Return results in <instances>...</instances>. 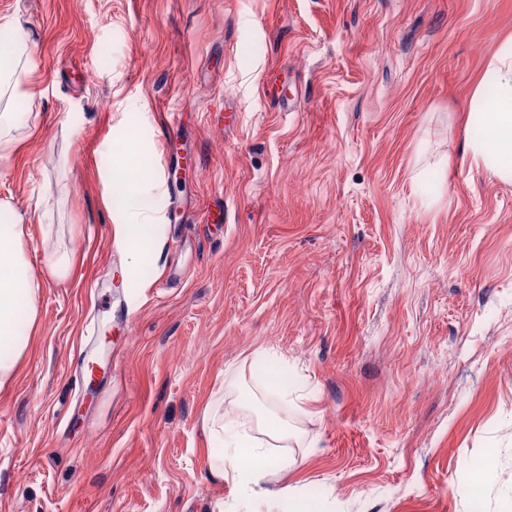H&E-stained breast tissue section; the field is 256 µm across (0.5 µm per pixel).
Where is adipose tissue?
Instances as JSON below:
<instances>
[{
	"label": "adipose tissue",
	"instance_id": "1",
	"mask_svg": "<svg viewBox=\"0 0 512 512\" xmlns=\"http://www.w3.org/2000/svg\"><path fill=\"white\" fill-rule=\"evenodd\" d=\"M32 39L18 18L0 22V87L21 95L17 68L27 56ZM494 87L493 104H486L484 91ZM467 121L480 124L485 135L471 141V159L503 181H512V38L504 41L489 61L482 80L472 95ZM147 176L143 171L128 172L124 165L108 167L106 181H128L123 211L124 223L115 225L114 235L127 250L132 265H139L149 253L155 237L154 225L145 217L151 204L143 190ZM28 227L21 215L0 204V389L12 381L24 357L30 331L37 320L40 285L31 264L24 256L23 243ZM203 426L210 435L213 474L217 479L233 477L259 485L269 468H287L288 459L271 454L272 443L288 438V424L269 426L267 440L250 436L235 421L221 422L212 411H205Z\"/></svg>",
	"mask_w": 512,
	"mask_h": 512
}]
</instances>
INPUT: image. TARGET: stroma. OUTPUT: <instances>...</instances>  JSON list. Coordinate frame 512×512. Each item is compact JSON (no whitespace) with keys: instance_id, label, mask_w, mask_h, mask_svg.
<instances>
[{"instance_id":"stroma-1","label":"stroma","mask_w":512,"mask_h":512,"mask_svg":"<svg viewBox=\"0 0 512 512\" xmlns=\"http://www.w3.org/2000/svg\"><path fill=\"white\" fill-rule=\"evenodd\" d=\"M4 16L33 49L0 203L41 288L0 390V512H248L249 487L210 474L219 390L256 437L288 422L265 489L319 512H500L512 182L466 159L465 115L512 0H0ZM165 112L184 115L180 180ZM114 153L152 173L156 239L131 275ZM173 199L189 221L168 223ZM48 248L74 254L66 278L44 274ZM82 354L102 367L90 391ZM269 370L297 400L267 405Z\"/></svg>"}]
</instances>
